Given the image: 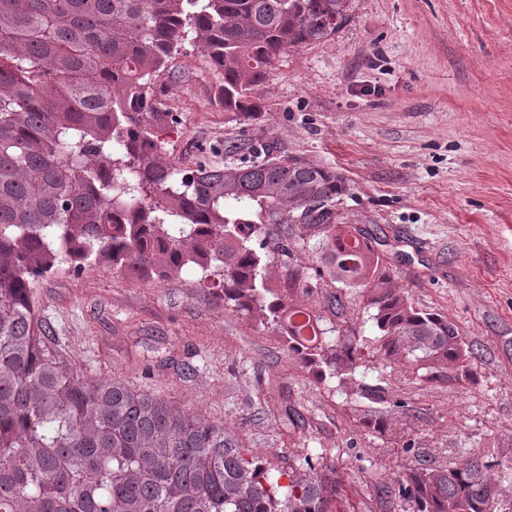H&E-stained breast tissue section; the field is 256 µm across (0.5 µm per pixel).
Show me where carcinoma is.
Instances as JSON below:
<instances>
[{
	"label": "carcinoma",
	"mask_w": 512,
	"mask_h": 512,
	"mask_svg": "<svg viewBox=\"0 0 512 512\" xmlns=\"http://www.w3.org/2000/svg\"><path fill=\"white\" fill-rule=\"evenodd\" d=\"M348 2L0 0V512H336L335 463L297 448L307 472L288 474L183 407L69 367L36 295L64 264L137 281L190 266L224 306L288 326V351L327 385L364 358L337 322L355 289L377 358L430 383L469 375L457 325L393 287L381 238L338 223L341 173L271 154L224 167L168 156L179 120L155 85L185 46L221 76L224 111L253 122L281 57L331 37ZM307 236L319 265L285 263L270 287L288 239ZM313 281L323 302L297 304ZM495 468L512 467L493 448H460L441 467L413 454L366 486L403 512H512Z\"/></svg>",
	"instance_id": "cac0c4a2"
}]
</instances>
